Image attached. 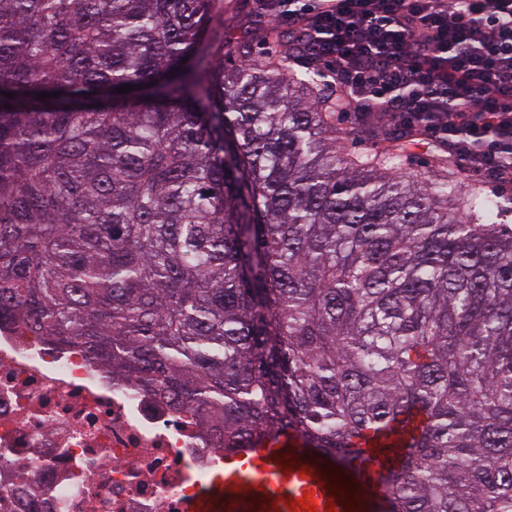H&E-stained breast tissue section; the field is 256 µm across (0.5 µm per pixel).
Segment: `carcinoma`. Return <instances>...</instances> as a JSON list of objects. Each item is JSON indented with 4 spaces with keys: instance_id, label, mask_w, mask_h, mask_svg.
<instances>
[{
    "instance_id": "1",
    "label": "carcinoma",
    "mask_w": 512,
    "mask_h": 512,
    "mask_svg": "<svg viewBox=\"0 0 512 512\" xmlns=\"http://www.w3.org/2000/svg\"><path fill=\"white\" fill-rule=\"evenodd\" d=\"M215 7L0 0V322L227 449L289 434L342 462L386 432L389 512H512L497 204H450V158L401 176L415 130L342 152L319 64L289 68L282 31L207 41Z\"/></svg>"
}]
</instances>
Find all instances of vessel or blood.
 I'll list each match as a JSON object with an SVG mask.
<instances>
[{"instance_id": "obj_1", "label": "vessel or blood", "mask_w": 512, "mask_h": 512, "mask_svg": "<svg viewBox=\"0 0 512 512\" xmlns=\"http://www.w3.org/2000/svg\"><path fill=\"white\" fill-rule=\"evenodd\" d=\"M389 443V438L377 437L363 452L336 465L299 438L263 439L256 447L225 453L223 476L204 482L186 512H301L299 503L307 497L316 512H327L328 501L341 499L323 486L333 474L357 493L359 512H386L383 476L395 461ZM287 453L296 461L285 466L281 460Z\"/></svg>"}]
</instances>
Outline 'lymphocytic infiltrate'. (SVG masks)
Listing matches in <instances>:
<instances>
[{
	"label": "lymphocytic infiltrate",
	"instance_id": "1",
	"mask_svg": "<svg viewBox=\"0 0 512 512\" xmlns=\"http://www.w3.org/2000/svg\"><path fill=\"white\" fill-rule=\"evenodd\" d=\"M345 109L419 127L467 174L512 182V0H256Z\"/></svg>",
	"mask_w": 512,
	"mask_h": 512
}]
</instances>
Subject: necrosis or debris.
Returning a JSON list of instances; mask_svg holds the SVG:
<instances>
[{
	"instance_id": "4bbe7bcc",
	"label": "necrosis or debris",
	"mask_w": 512,
	"mask_h": 512,
	"mask_svg": "<svg viewBox=\"0 0 512 512\" xmlns=\"http://www.w3.org/2000/svg\"><path fill=\"white\" fill-rule=\"evenodd\" d=\"M223 453L81 348L0 325V512H183Z\"/></svg>"
}]
</instances>
